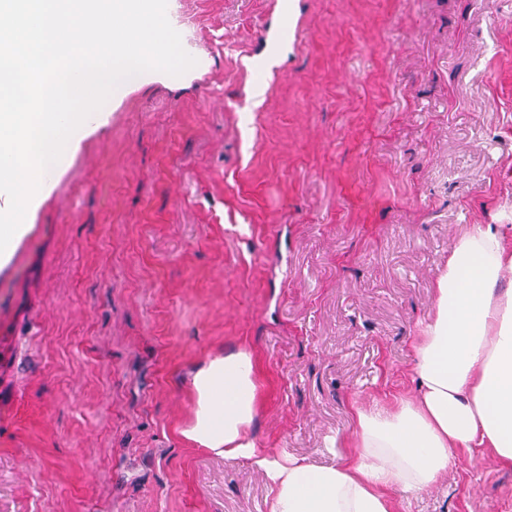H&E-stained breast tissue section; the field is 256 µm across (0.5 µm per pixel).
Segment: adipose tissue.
I'll use <instances>...</instances> for the list:
<instances>
[{
    "instance_id": "1",
    "label": "adipose tissue",
    "mask_w": 512,
    "mask_h": 512,
    "mask_svg": "<svg viewBox=\"0 0 512 512\" xmlns=\"http://www.w3.org/2000/svg\"><path fill=\"white\" fill-rule=\"evenodd\" d=\"M413 398L356 412L354 459L315 467L257 448L259 382L250 353H218L190 376L189 444L265 474L271 512H393L389 490L431 487L456 454L487 450L512 467V245L501 224L456 239L435 308L412 340Z\"/></svg>"
}]
</instances>
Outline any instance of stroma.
I'll use <instances>...</instances> for the list:
<instances>
[{"label":"stroma","mask_w":512,"mask_h":512,"mask_svg":"<svg viewBox=\"0 0 512 512\" xmlns=\"http://www.w3.org/2000/svg\"><path fill=\"white\" fill-rule=\"evenodd\" d=\"M210 67L134 76L0 267V512H270L183 442L242 349L257 447L323 466L410 395L448 251L512 225V0H170ZM395 512H512L473 450Z\"/></svg>","instance_id":"obj_1"}]
</instances>
